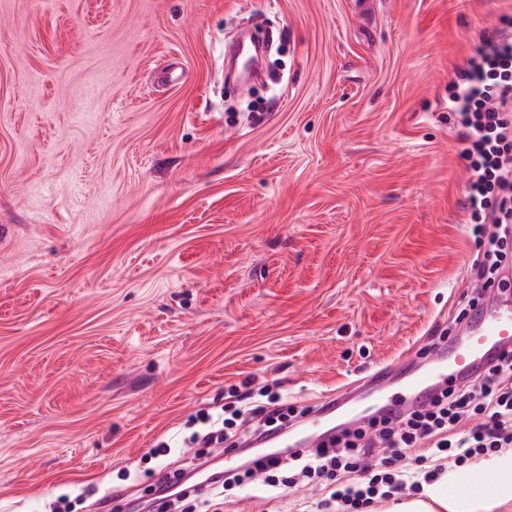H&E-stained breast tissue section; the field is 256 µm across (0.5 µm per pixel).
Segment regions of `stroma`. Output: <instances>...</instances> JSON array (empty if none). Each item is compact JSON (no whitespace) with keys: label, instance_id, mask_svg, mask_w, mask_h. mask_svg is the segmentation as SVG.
<instances>
[{"label":"stroma","instance_id":"1","mask_svg":"<svg viewBox=\"0 0 512 512\" xmlns=\"http://www.w3.org/2000/svg\"><path fill=\"white\" fill-rule=\"evenodd\" d=\"M512 0H0V512H130L284 408L399 363L474 297L448 86ZM269 30L268 83L225 51ZM125 478L127 494L112 485ZM324 480L223 512H336ZM277 403L278 400L273 397L267 405L235 407L231 412V418H224L223 413L213 415L206 412L202 416L205 428L195 432L190 442L211 447L234 438L233 447H238L237 450L251 447L254 442L262 440L272 430L285 426L281 420H287L286 416ZM278 421L280 424L276 425Z\"/></svg>","mask_w":512,"mask_h":512}]
</instances>
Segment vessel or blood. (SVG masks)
<instances>
[{
	"mask_svg": "<svg viewBox=\"0 0 512 512\" xmlns=\"http://www.w3.org/2000/svg\"><path fill=\"white\" fill-rule=\"evenodd\" d=\"M504 350H512V296L498 294L492 287L488 290L486 307L464 324L452 348H432L423 358L421 368L397 386L392 383L394 367L373 372L369 377L374 395L370 409L379 416L414 406L448 383L469 376L489 356ZM319 403V410L304 421L299 440L302 447H318L335 435L332 416L342 406L350 408L346 428H354L360 422V407L351 404L348 394L330 391L321 395Z\"/></svg>",
	"mask_w": 512,
	"mask_h": 512,
	"instance_id": "1",
	"label": "vessel or blood"
}]
</instances>
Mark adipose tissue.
<instances>
[{"instance_id":"adipose-tissue-1","label":"adipose tissue","mask_w":512,"mask_h":512,"mask_svg":"<svg viewBox=\"0 0 512 512\" xmlns=\"http://www.w3.org/2000/svg\"><path fill=\"white\" fill-rule=\"evenodd\" d=\"M499 479L503 493L500 496H488L476 491L471 495L456 497L449 495L442 485H433L428 489L426 499H413L397 504L396 512H433L441 508L442 512H496L497 508L512 502L508 489L512 488V455L503 456L497 463Z\"/></svg>"}]
</instances>
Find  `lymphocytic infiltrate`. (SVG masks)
Listing matches in <instances>:
<instances>
[{"mask_svg":"<svg viewBox=\"0 0 512 512\" xmlns=\"http://www.w3.org/2000/svg\"><path fill=\"white\" fill-rule=\"evenodd\" d=\"M465 134L461 157L469 173L466 206L485 248L478 263L484 285L505 282L512 252V19L482 38L467 58L448 98ZM249 392L236 393L230 416L203 414L204 428L190 441L211 446L233 441L248 448L275 429L284 415L276 401L248 406ZM512 447V353H501L466 385L437 391L420 405L372 418L343 430L315 448H292L251 459L242 471L198 462L160 480L156 502L166 512L186 496L182 482L202 471L211 489L231 490L251 480L268 490L293 488L319 476L368 471L367 482L331 492L342 512H367L395 492L423 493L446 467L490 460Z\"/></svg>","mask_w":512,"mask_h":512,"instance_id":"obj_1","label":"lymphocytic infiltrate"}]
</instances>
